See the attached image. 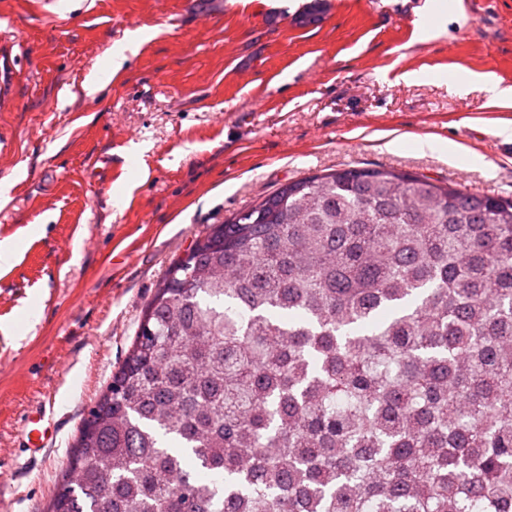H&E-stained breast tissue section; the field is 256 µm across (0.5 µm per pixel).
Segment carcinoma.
Listing matches in <instances>:
<instances>
[{"label":"carcinoma","instance_id":"obj_1","mask_svg":"<svg viewBox=\"0 0 512 512\" xmlns=\"http://www.w3.org/2000/svg\"><path fill=\"white\" fill-rule=\"evenodd\" d=\"M47 512H512V197L348 166L213 226Z\"/></svg>","mask_w":512,"mask_h":512}]
</instances>
